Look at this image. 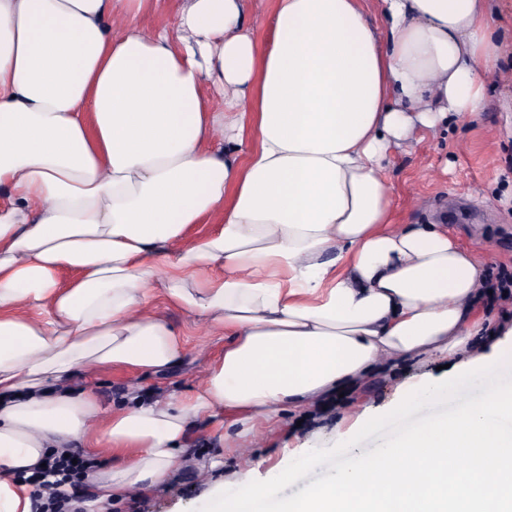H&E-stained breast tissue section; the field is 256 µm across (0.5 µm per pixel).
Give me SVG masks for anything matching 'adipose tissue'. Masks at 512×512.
<instances>
[{
  "label": "adipose tissue",
  "mask_w": 512,
  "mask_h": 512,
  "mask_svg": "<svg viewBox=\"0 0 512 512\" xmlns=\"http://www.w3.org/2000/svg\"><path fill=\"white\" fill-rule=\"evenodd\" d=\"M0 0V512L54 450L107 449L89 512L151 493L187 429L252 433L407 358H457L396 411L512 365L481 322L484 262L440 224L395 225L386 163L417 127L483 107L488 0ZM194 224L212 230L193 238ZM223 349L197 388L120 408L71 379ZM491 355L466 358L471 336ZM282 469L211 512H265ZM254 6L247 17L248 24L254 29L258 39H263L273 9L272 0H253Z\"/></svg>",
  "instance_id": "adipose-tissue-1"
}]
</instances>
